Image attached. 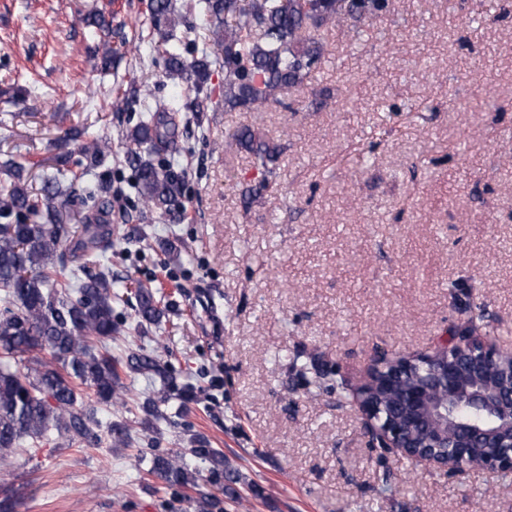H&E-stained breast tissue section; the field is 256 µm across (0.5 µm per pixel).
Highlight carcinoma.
Returning <instances> with one entry per match:
<instances>
[{"label":"carcinoma","mask_w":512,"mask_h":512,"mask_svg":"<svg viewBox=\"0 0 512 512\" xmlns=\"http://www.w3.org/2000/svg\"><path fill=\"white\" fill-rule=\"evenodd\" d=\"M390 0H197L185 6L177 0H148L150 14L161 29L164 77L191 84L195 96L172 99L143 110L139 121L125 133L131 149L126 161L135 171L133 186L140 200L168 212L184 197L186 170L156 155L174 143L173 112H202L200 98L210 99V61L207 48L224 55V111L254 112L283 95L297 101L321 62L332 31L352 22L369 25L389 11ZM198 13L195 41L200 54L183 55L178 36L186 12ZM86 22L101 31L103 44L112 34L104 13L92 12ZM84 130L69 129L57 139L60 153L54 172L43 179L39 192L23 183V164L13 158L0 163L8 185L0 193V463H7L23 442L36 443L52 430L70 442L101 441L98 409L85 403L84 390L93 391L96 403L108 405L120 388L122 367L129 374L159 381L158 398H147L142 411L155 419L166 418L161 405L171 392L181 403L190 400L188 386L176 388L170 365L156 355L133 353L121 362L107 347L120 330L115 305L123 300L114 290L112 269L103 263L112 250V185L91 180V169L112 161V147L97 136L82 140V159L71 163L68 145L81 140ZM229 145L253 155L268 178L244 192L246 204L268 188L279 159L278 145L244 127L229 136ZM78 200L91 203L81 224L62 223ZM137 325L157 324L165 315L156 289L139 283L134 291ZM36 353L25 372L11 361ZM319 388L333 386L332 372L322 371L312 360L304 364ZM107 440L127 446L129 426H107ZM190 447L174 453H153L148 470L170 487L198 485L199 473L188 463L197 458L230 484L239 474L194 434Z\"/></svg>","instance_id":"cac0c4a2"}]
</instances>
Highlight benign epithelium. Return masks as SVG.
<instances>
[{"mask_svg":"<svg viewBox=\"0 0 512 512\" xmlns=\"http://www.w3.org/2000/svg\"><path fill=\"white\" fill-rule=\"evenodd\" d=\"M387 414L368 386L357 399L362 431L374 448H395L414 462L463 473L471 468L512 471V366L503 353L460 329L452 342L413 359L377 356ZM460 407L479 421L455 417Z\"/></svg>","mask_w":512,"mask_h":512,"instance_id":"benign-epithelium-1","label":"benign epithelium"}]
</instances>
